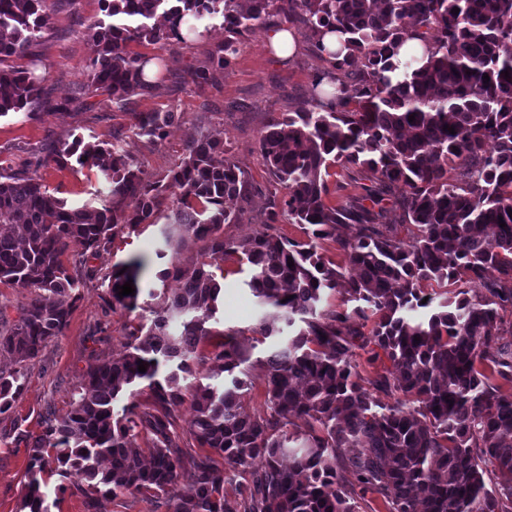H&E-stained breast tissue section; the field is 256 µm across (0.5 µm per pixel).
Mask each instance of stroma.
<instances>
[{"instance_id":"35a3bbf8","label":"stroma","mask_w":512,"mask_h":512,"mask_svg":"<svg viewBox=\"0 0 512 512\" xmlns=\"http://www.w3.org/2000/svg\"><path fill=\"white\" fill-rule=\"evenodd\" d=\"M49 5L51 27L41 34L34 71L42 77L50 98L65 102L66 107L43 113L37 120L21 114L1 118L0 168H24L53 138L65 140L79 134L85 140L108 144L119 134L128 156L147 172L161 176L180 163L190 135L208 131L223 137L253 186L248 213L240 223L225 225V237L243 239L262 229L270 207L272 177L260 152V133L271 117L295 111L311 96L316 77L331 69L313 51L304 25L292 16L276 17V25L288 28L296 39L294 53L283 58L267 48L263 29L243 35L238 53L203 84L193 82L192 75L207 65L223 43L221 19H211L204 28L186 34L181 43L132 44V51L154 58L158 88L151 95L130 96L123 106L95 91L80 100L74 97L78 88L88 84L95 45L85 24L100 18L99 0H50ZM133 112H173L177 119L163 139L152 142L129 131ZM36 176L72 206L82 205L103 186L97 168L74 162L62 168L53 164L39 168ZM165 249L160 225H143L88 259L97 278L81 288L63 335L29 364L23 392L10 413L0 416V512H22L28 440L40 433L47 407L65 412L73 388L89 366L126 354V326L138 323L142 307L151 302V291L163 288L158 273L171 263ZM140 256L148 264L138 278V309H111L104 278L111 275L114 265ZM235 268L230 261L224 265V298L216 327L240 330L239 344L259 359L267 350L254 346L250 329L266 309L246 286V274L236 273Z\"/></svg>"}]
</instances>
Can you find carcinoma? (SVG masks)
<instances>
[{"instance_id":"cac0c4a2","label":"carcinoma","mask_w":512,"mask_h":512,"mask_svg":"<svg viewBox=\"0 0 512 512\" xmlns=\"http://www.w3.org/2000/svg\"><path fill=\"white\" fill-rule=\"evenodd\" d=\"M100 2L112 21L87 25L98 50L90 86L117 100L156 90L144 78L149 58L128 51L129 43L182 42L187 17L224 19L230 38L211 57L222 68L238 52L233 36L298 14L317 54L352 86L329 76L333 91L315 90L311 107L271 118L261 133L274 193L284 191L288 219L305 226L301 242L265 231L224 237V225L240 223L250 183L224 141L203 133L187 140L181 163L161 178L130 161L117 136L109 147L80 135L55 142L35 166L73 158L102 174L106 191L80 207L27 167L0 172V284L30 291L17 319L0 308V353L11 359L0 367V415L22 393L28 364L63 335L79 288L94 276L85 257L64 265L71 242L94 255L124 230L163 219L173 259L160 279L176 283L127 334L132 352L89 366L65 413L47 408L41 433L30 437L24 512H51L47 474L62 478L57 491L80 494L86 512H96L101 497L128 495L150 500L157 512H238L224 484L250 467L251 484L237 489L245 512H354L355 483L382 495L389 512H512V391L492 383L512 384V349L498 345L503 313L512 310V0ZM49 21L48 0H0V118L38 119L65 107L15 64ZM329 33L338 36L336 51L324 42ZM410 39L425 44V56L403 64L396 57ZM352 100L357 108L346 109ZM129 117L132 134L155 140L175 113ZM336 164L368 184L330 206L326 176ZM366 201L401 209L415 227L412 242L376 223ZM350 223L356 235L337 237ZM327 239L346 266L324 261ZM196 242L201 251L182 258ZM234 257L250 269L253 295L277 309L276 320L252 328L254 344L271 342L258 364L270 405L264 416L238 410L255 370L236 341L240 331L212 327L217 273ZM143 267L140 258L113 267L112 308L137 307ZM129 280L134 294L122 298L118 287ZM423 282L454 291L436 304L422 295ZM340 285L352 307L321 309L324 291ZM278 321L291 328L288 337ZM217 335L212 357L198 353ZM357 349L388 361L375 379L356 370ZM209 360L223 378L203 384L198 375ZM373 389L403 398L383 403ZM187 402L201 454L170 435ZM141 433L151 441L146 451L130 447ZM338 448L353 449L345 469ZM187 467L193 488L182 493L176 483ZM347 471L355 482L345 480ZM488 473L498 479L492 489Z\"/></svg>"}]
</instances>
